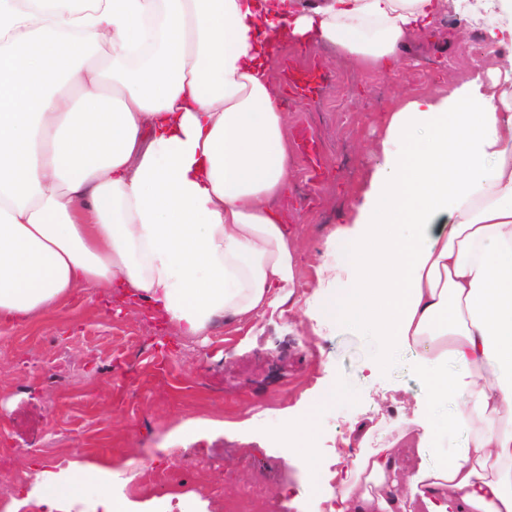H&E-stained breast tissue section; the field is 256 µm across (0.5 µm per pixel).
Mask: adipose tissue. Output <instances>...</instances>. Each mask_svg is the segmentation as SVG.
<instances>
[{"label": "adipose tissue", "instance_id": "1", "mask_svg": "<svg viewBox=\"0 0 512 512\" xmlns=\"http://www.w3.org/2000/svg\"><path fill=\"white\" fill-rule=\"evenodd\" d=\"M444 2L0 0V326L89 286L182 336L280 312L298 282L273 58L324 45L385 70ZM455 3L512 35V0ZM354 209L329 235L350 283L307 315L372 330L381 358L414 352L424 393L400 435L435 456L404 494L386 481L394 445L355 455L331 512H404L411 495L427 512H512V44L440 97L398 100ZM450 435L464 448L439 453ZM123 484L97 462L33 464L6 512H204Z\"/></svg>", "mask_w": 512, "mask_h": 512}]
</instances>
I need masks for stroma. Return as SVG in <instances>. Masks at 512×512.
Here are the masks:
<instances>
[{"mask_svg":"<svg viewBox=\"0 0 512 512\" xmlns=\"http://www.w3.org/2000/svg\"><path fill=\"white\" fill-rule=\"evenodd\" d=\"M501 51L450 5L408 39L388 72H365L318 46L285 48L272 75L293 155L279 202L298 246L292 310L256 319L248 331L216 325L203 341L157 324L146 306L120 310L114 299L83 291L31 324L0 327V401L11 407L0 415V448L12 451L0 469V506L14 496L27 461L84 459L121 471L135 501L190 493L207 512H227L261 470L263 493L251 512H265L269 501L284 512H323L332 485L315 486L314 471L347 463L344 440L353 430L370 429L372 449L396 439L423 390L413 352L400 351L373 374L376 336L342 325L318 332L306 317L322 293L317 265L336 258L327 231L352 221L396 100L436 96L474 68L494 65ZM287 63L324 74L329 111L294 94ZM329 386L335 396L321 401ZM305 414L315 424L314 470L279 438L285 418ZM198 419L207 430L166 442ZM160 446L164 454L151 458Z\"/></svg>","mask_w":512,"mask_h":512,"instance_id":"35a3bbf8","label":"stroma"}]
</instances>
